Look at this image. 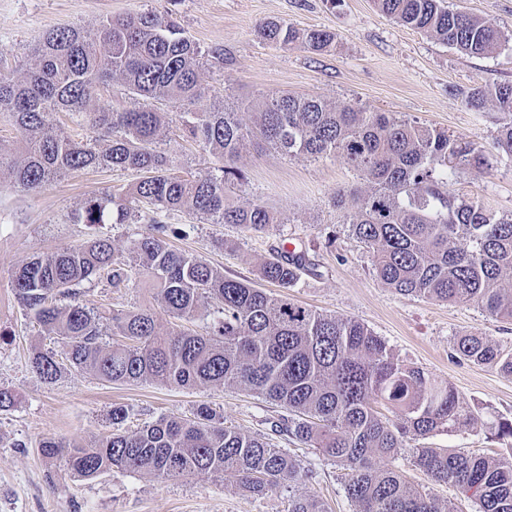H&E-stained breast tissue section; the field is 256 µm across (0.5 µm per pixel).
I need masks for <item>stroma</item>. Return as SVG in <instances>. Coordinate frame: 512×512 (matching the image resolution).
Wrapping results in <instances>:
<instances>
[{
  "instance_id": "1",
  "label": "stroma",
  "mask_w": 512,
  "mask_h": 512,
  "mask_svg": "<svg viewBox=\"0 0 512 512\" xmlns=\"http://www.w3.org/2000/svg\"><path fill=\"white\" fill-rule=\"evenodd\" d=\"M447 5L512 35V0H447ZM142 12L171 17L202 49L223 47V65L202 67L207 92L196 100L194 111H214L229 97L237 104L239 120L249 126L263 96L287 91L394 112L488 154L491 169L459 173L450 188L461 199L512 213V156L493 147L502 115L493 103L469 109L461 99L463 91L477 86L512 83V46L487 57L463 55L402 26L381 12L375 0H0V74L24 77L33 65L31 48L50 30L92 29L104 17ZM271 19L300 30L334 32L336 41L321 55L298 44H268L258 27ZM163 136L177 173L215 166L212 156L182 140L176 124L166 125ZM239 165L247 181L228 190V203H263L280 216V223L262 233H247L231 224H202L181 212H165L164 222L187 230L172 238L174 248L271 293L275 285H264L259 277L264 260L290 242L307 252L317 272L301 274L297 287L288 291L291 300L363 322L396 357L452 386L469 405L470 423L451 433L407 441L385 464L431 490L443 512H477L475 501L456 487L432 482L415 465L414 450L449 448L494 457L512 450V439L498 438L492 430L497 422L512 421V378L490 366L459 362L452 350L454 337L470 332L512 349V323L474 304L404 297L381 284L366 248L348 234L342 212L332 204L337 190L357 183L341 156L314 161L253 150ZM139 177L131 169H90L66 174L32 193L0 181V387L19 396L14 408L0 411V512H288L297 496L318 498L329 512H356L345 490L344 470L315 448L274 432L272 424L283 410L257 395L155 381L113 384L70 370L47 383L33 372V352L53 349L56 342L15 302L12 271L34 254L72 249L95 233L109 237L117 252H126L146 223L90 227L71 223L70 216L87 198L132 187ZM80 301L101 314L132 307L153 310L164 332L176 325L137 275L119 293L104 280L84 285ZM116 405L127 408L123 428L130 432L162 416L187 418L198 406H210L225 425L263 435L286 449L308 476L261 497L207 475L161 481L113 471L86 480L63 473L56 484H48L50 464L39 451L40 441L55 437L87 443L109 435L110 411Z\"/></svg>"
}]
</instances>
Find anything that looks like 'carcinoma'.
<instances>
[{
  "label": "carcinoma",
  "instance_id": "1",
  "mask_svg": "<svg viewBox=\"0 0 512 512\" xmlns=\"http://www.w3.org/2000/svg\"><path fill=\"white\" fill-rule=\"evenodd\" d=\"M381 11L472 57L495 53L509 42L500 30L446 0H377ZM266 41L299 43L326 51L336 35L301 32L281 21L264 22ZM34 67L21 79L0 77V116L16 127L13 144L0 142V174L23 191H36L63 175L87 168L132 169L141 179L128 192L93 196L76 211V224H126L150 207L148 231L134 239L128 256L104 236L65 252L34 255L11 276L14 298L60 350L38 351L33 371L52 382L64 367L104 381H156L179 388H233L255 394L291 414L288 434L350 471L345 486L359 512H441L429 490L409 484L375 457L393 458L409 439L472 420L457 391L395 357L363 323L301 306L287 294L272 295L224 275L196 255L178 251L170 236L185 230L157 218L184 212L207 224H234L264 232L281 219L261 203L230 205L226 187L246 181L242 153L270 147L290 157L340 155L362 186L336 193L343 223L367 248L377 279L397 294L451 303H474L512 322V214L499 215L479 202L456 197L452 177L490 165L489 158L435 127L357 102L329 104L317 96L273 94L257 108L254 127L234 110L194 112L205 93L203 59L224 63V49L207 51L186 37L175 21L156 13L110 17L95 29L63 27L46 33L32 49ZM119 78L135 100L114 112L88 106L99 88ZM469 108L495 104L504 117L494 148L512 155V84L461 93ZM178 104L181 136L208 151L218 165L205 172H173L161 146L167 113L158 103ZM68 112L98 134L76 142L56 130L52 118ZM306 255L271 258L261 279L293 288ZM137 274L147 278L164 312L190 321L212 303L202 330L162 332L149 310L114 309L105 317L79 302L81 286L104 277L122 288ZM110 336L107 342L103 337ZM459 360L496 368L512 377V350L477 333L458 336ZM397 415L382 417L375 404ZM128 417L112 408V434L85 445L48 437L44 458L62 471L93 479L114 470L157 479L220 475L231 486L263 496L297 482L308 471L287 450L259 435L224 425L208 406L190 418L160 417L135 431L118 428ZM416 466L431 481L456 486L475 499L479 512H512V454L489 457L448 448L415 449ZM288 512H328L315 498L297 497Z\"/></svg>",
  "mask_w": 512,
  "mask_h": 512
}]
</instances>
